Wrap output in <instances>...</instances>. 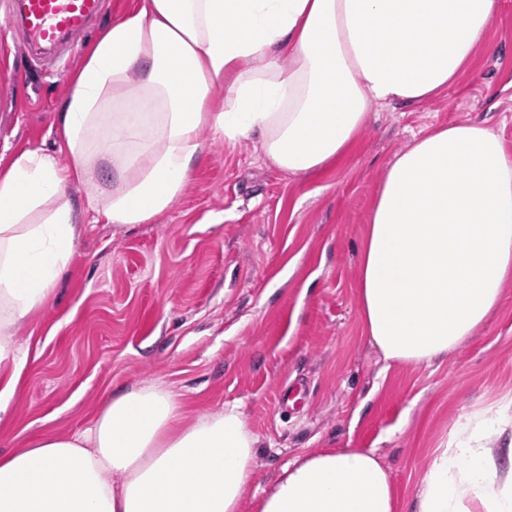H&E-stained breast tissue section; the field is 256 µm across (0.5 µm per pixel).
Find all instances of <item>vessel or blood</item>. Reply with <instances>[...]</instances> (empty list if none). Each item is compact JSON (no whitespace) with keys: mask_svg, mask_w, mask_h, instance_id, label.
Listing matches in <instances>:
<instances>
[{"mask_svg":"<svg viewBox=\"0 0 512 512\" xmlns=\"http://www.w3.org/2000/svg\"><path fill=\"white\" fill-rule=\"evenodd\" d=\"M102 6L103 0H8V14L27 44L53 49L76 46Z\"/></svg>","mask_w":512,"mask_h":512,"instance_id":"vessel-or-blood-1","label":"vessel or blood"}]
</instances>
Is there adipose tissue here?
I'll list each match as a JSON object with an SVG mask.
<instances>
[{
	"instance_id": "adipose-tissue-1",
	"label": "adipose tissue",
	"mask_w": 512,
	"mask_h": 512,
	"mask_svg": "<svg viewBox=\"0 0 512 512\" xmlns=\"http://www.w3.org/2000/svg\"><path fill=\"white\" fill-rule=\"evenodd\" d=\"M502 0H136L74 74L57 155L0 166V420L29 353L17 328L50 305L93 222L148 223L207 156L258 138L281 171L347 154L375 104L440 96L487 45ZM223 96H216V88ZM68 165H60L58 155ZM108 172L85 211L71 188ZM362 245L360 318L386 366L448 358L512 281V152L471 121L395 155ZM172 391L109 397L88 429L0 454V512H241L259 440L237 406L186 422ZM254 512H399L375 450L321 448L283 467ZM412 512H512V400L436 448Z\"/></svg>"
}]
</instances>
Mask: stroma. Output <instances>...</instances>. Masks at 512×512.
I'll use <instances>...</instances> for the list:
<instances>
[{"label": "stroma", "instance_id": "1", "mask_svg": "<svg viewBox=\"0 0 512 512\" xmlns=\"http://www.w3.org/2000/svg\"><path fill=\"white\" fill-rule=\"evenodd\" d=\"M0 53V155L52 151L83 56L62 73L9 29ZM475 67L441 96L375 105L352 150L315 175L276 168L253 139L214 141L168 211L128 230L88 225L54 302L22 325L34 356L0 423V451L44 431L83 432L104 398L147 384L188 418L238 405L259 439L251 499L296 454L378 449L409 502L434 448L512 397V282L448 360L384 369L359 318L362 240L386 167L415 136L471 120L512 149V0ZM305 387L280 407L286 385Z\"/></svg>", "mask_w": 512, "mask_h": 512}]
</instances>
